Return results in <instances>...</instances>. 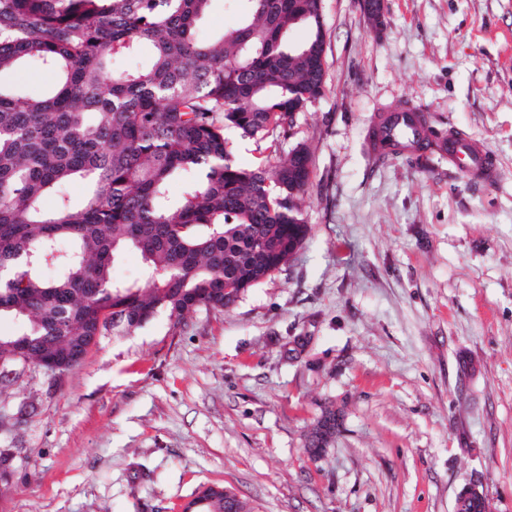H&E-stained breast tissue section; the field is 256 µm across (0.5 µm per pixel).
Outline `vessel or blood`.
I'll list each match as a JSON object with an SVG mask.
<instances>
[{
    "mask_svg": "<svg viewBox=\"0 0 512 512\" xmlns=\"http://www.w3.org/2000/svg\"><path fill=\"white\" fill-rule=\"evenodd\" d=\"M375 125L377 136L369 141L368 149L377 158L414 151L431 136L426 114L409 104L389 109L377 118ZM440 148L447 155L449 165L459 169L471 183L482 186L496 183L498 160L474 138L451 133L442 140Z\"/></svg>",
    "mask_w": 512,
    "mask_h": 512,
    "instance_id": "1",
    "label": "vessel or blood"
}]
</instances>
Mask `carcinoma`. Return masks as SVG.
Returning a JSON list of instances; mask_svg holds the SVG:
<instances>
[{
	"instance_id": "cac0c4a2",
	"label": "carcinoma",
	"mask_w": 512,
	"mask_h": 512,
	"mask_svg": "<svg viewBox=\"0 0 512 512\" xmlns=\"http://www.w3.org/2000/svg\"><path fill=\"white\" fill-rule=\"evenodd\" d=\"M210 2L0 0V316L17 323L0 335L5 362L19 363L20 347L31 363L62 362L160 311L178 326L200 307L229 308L303 247L307 189L288 169L296 154L314 166L313 153L305 142L286 159L277 150L322 94L323 62L301 57L323 40L322 0H231L237 25L202 38ZM301 25L305 40L289 43ZM142 43L152 62L112 67ZM31 63L56 75L46 94L1 81ZM227 128L260 163L235 162ZM78 178L88 192L75 206L63 187ZM125 248L143 259L137 281L113 279ZM336 427L325 411L309 447ZM231 507L225 491L206 510Z\"/></svg>"
}]
</instances>
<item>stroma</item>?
I'll return each mask as SVG.
<instances>
[{"mask_svg": "<svg viewBox=\"0 0 512 512\" xmlns=\"http://www.w3.org/2000/svg\"><path fill=\"white\" fill-rule=\"evenodd\" d=\"M383 3L323 0L325 91L279 146L314 151L303 248L230 309L0 384V512H179L210 483L253 512H455L469 485L512 512V0ZM404 102L484 142L497 184L372 158Z\"/></svg>", "mask_w": 512, "mask_h": 512, "instance_id": "35a3bbf8", "label": "stroma"}]
</instances>
